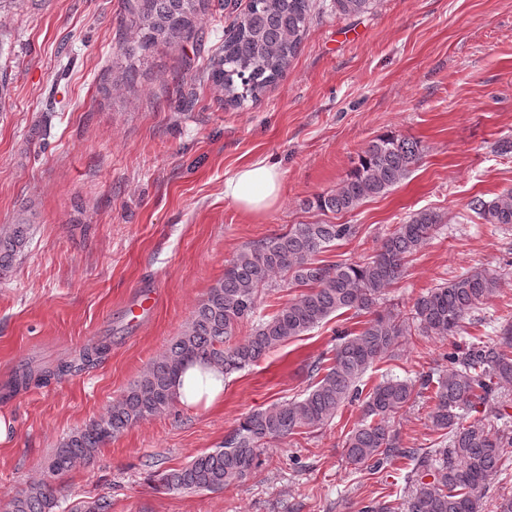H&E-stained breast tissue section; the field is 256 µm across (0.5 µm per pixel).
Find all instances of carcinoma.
Returning <instances> with one entry per match:
<instances>
[{
	"mask_svg": "<svg viewBox=\"0 0 512 512\" xmlns=\"http://www.w3.org/2000/svg\"><path fill=\"white\" fill-rule=\"evenodd\" d=\"M377 3L331 0V10L348 18L361 17ZM126 4L133 37L119 43L117 55L127 60L183 45L195 36L205 11V0H126ZM315 9V0H250L247 9L224 29V57L212 73L224 88L226 101L240 105L256 100L283 76L299 52ZM420 156L415 139L394 132L380 135L362 149L356 166L336 188L315 195L306 205L324 214L350 213L400 184ZM467 209L486 224H512V190L492 198L476 195ZM442 221L435 211L416 212L395 225L373 254L353 262L317 259L337 242L354 236L353 224H294L285 233L246 247L225 265L224 278L209 289L168 350L104 417L60 443L47 465L48 479L16 496L10 512H56L59 503L51 479L80 460L92 459L112 437L170 409L176 401L174 384L187 365H216L227 377L347 311L366 320L358 332H335L330 354H320L309 365L313 385L304 397L247 413L220 446L159 474V487L192 493L244 482L262 465L261 456L268 447L302 429H322L341 406L358 402L363 419L344 442L348 461L373 471L397 458L415 461L408 478L413 491L403 506L367 505L363 512H481L489 479L512 448V429L494 431L480 419L467 421L465 414L512 388V322L493 338L478 339L463 350L445 354L448 369L436 378L425 374L416 384L387 376L369 390L363 383L366 372L412 332L454 336L465 317L499 290L500 275L477 267L428 289L407 315L379 310L409 258L433 237ZM29 231L30 225L22 219L0 229V276L27 246ZM282 277L289 286L301 289L300 294L273 315L256 317L262 293ZM243 324L251 328L237 340L235 332ZM111 347V340L100 339L83 350L77 364L62 362L52 372L26 369L15 386L91 366L105 358ZM429 389V421L447 444L429 451L407 448L391 421Z\"/></svg>",
	"mask_w": 512,
	"mask_h": 512,
	"instance_id": "cac0c4a2",
	"label": "carcinoma"
}]
</instances>
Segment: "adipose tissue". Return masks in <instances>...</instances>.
I'll list each match as a JSON object with an SVG mask.
<instances>
[{"label":"adipose tissue","mask_w":512,"mask_h":512,"mask_svg":"<svg viewBox=\"0 0 512 512\" xmlns=\"http://www.w3.org/2000/svg\"><path fill=\"white\" fill-rule=\"evenodd\" d=\"M283 173L259 158L224 181V197L249 214H260L280 200ZM178 401L187 406H211L224 394V373L213 366L188 365L175 385Z\"/></svg>","instance_id":"ef3b65f1"}]
</instances>
